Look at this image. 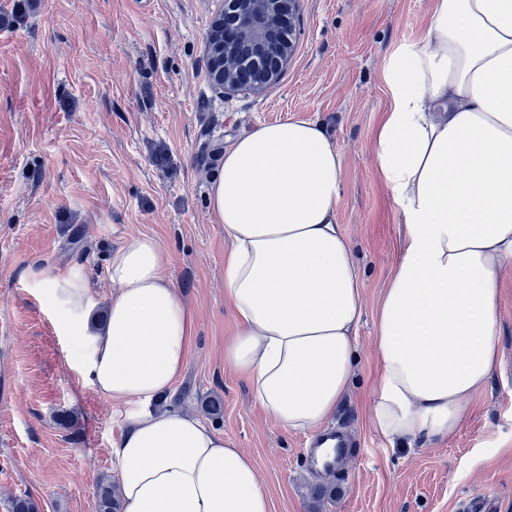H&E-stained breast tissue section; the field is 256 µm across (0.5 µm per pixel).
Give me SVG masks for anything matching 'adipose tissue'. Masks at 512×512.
<instances>
[{
    "instance_id": "adipose-tissue-1",
    "label": "adipose tissue",
    "mask_w": 512,
    "mask_h": 512,
    "mask_svg": "<svg viewBox=\"0 0 512 512\" xmlns=\"http://www.w3.org/2000/svg\"><path fill=\"white\" fill-rule=\"evenodd\" d=\"M389 107L375 163L401 217L398 260L374 315L370 424L392 445L451 437L501 354L512 274V0H432L421 42L383 66ZM345 159L323 124L258 125L209 188L238 327L224 361L283 429L318 431L347 396L363 316L353 251L336 222ZM153 236L113 250L103 330L84 266L45 278L83 350L88 382L126 406L111 456L123 512H271L258 471L188 412H159L182 372L195 315Z\"/></svg>"
}]
</instances>
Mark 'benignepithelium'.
Returning <instances> with one entry per match:
<instances>
[{"mask_svg":"<svg viewBox=\"0 0 512 512\" xmlns=\"http://www.w3.org/2000/svg\"><path fill=\"white\" fill-rule=\"evenodd\" d=\"M300 0H224V42L210 37L207 60L213 82L225 91L272 88L294 51L293 31L283 40V17L293 18Z\"/></svg>","mask_w":512,"mask_h":512,"instance_id":"7a95c632","label":"benign epithelium"}]
</instances>
